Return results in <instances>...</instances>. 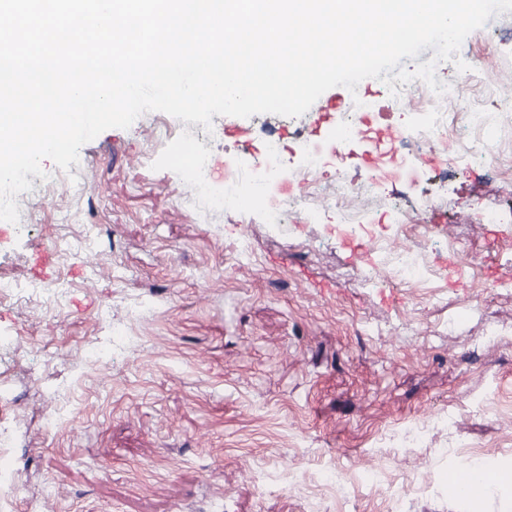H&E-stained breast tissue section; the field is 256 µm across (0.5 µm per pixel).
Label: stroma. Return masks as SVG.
Listing matches in <instances>:
<instances>
[{"label": "stroma", "instance_id": "35a3bbf8", "mask_svg": "<svg viewBox=\"0 0 512 512\" xmlns=\"http://www.w3.org/2000/svg\"><path fill=\"white\" fill-rule=\"evenodd\" d=\"M458 57L468 71L436 67L463 91L452 131L512 98V11ZM314 119L212 121L247 128L258 163L263 125L283 127L295 163L296 133ZM203 133L144 113L81 147L70 172L82 193L35 176L18 195L26 229L0 241V280L30 283L29 256L50 246L63 286L48 313L0 298V336L26 347H0V384L13 390L0 431L17 472L4 512H512V473L474 502L447 484L452 457L512 460V279L487 278L488 264L512 268V246L493 245L495 231L512 235V148L458 166L452 134L451 165L415 160L414 182L362 199L360 262L335 211L295 215L286 230L250 201L209 211L182 156ZM422 195L438 205L420 211ZM393 201L408 214L399 231ZM491 207L490 233L477 212ZM418 248L429 275L389 278L384 259ZM452 253L471 258L466 288L448 279ZM105 306L108 327L95 320ZM107 337L111 356L91 362ZM411 425L428 428L412 447L400 439ZM365 464L381 478L359 480Z\"/></svg>", "mask_w": 512, "mask_h": 512}]
</instances>
